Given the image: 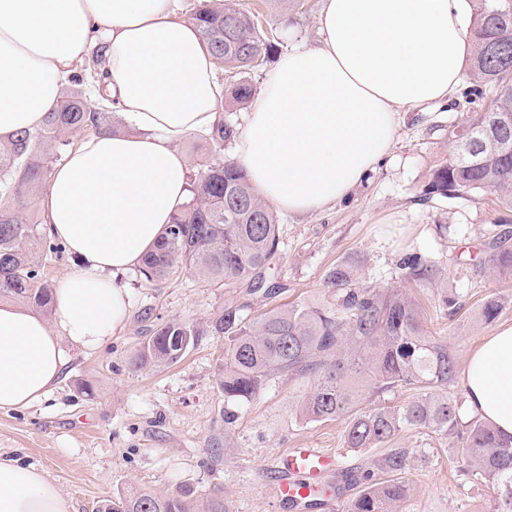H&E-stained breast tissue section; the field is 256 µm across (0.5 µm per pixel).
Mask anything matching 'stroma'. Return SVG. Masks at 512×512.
Listing matches in <instances>:
<instances>
[{
    "instance_id": "1",
    "label": "stroma",
    "mask_w": 512,
    "mask_h": 512,
    "mask_svg": "<svg viewBox=\"0 0 512 512\" xmlns=\"http://www.w3.org/2000/svg\"><path fill=\"white\" fill-rule=\"evenodd\" d=\"M276 31L281 52L316 43L321 0H235ZM471 108L463 94L402 112L391 154L349 197L321 211L281 217V249L269 271L280 291L266 299L231 281L208 288L184 273L163 283L130 271L129 319L102 349L66 347V366L53 390L31 407L0 412V455L40 468L70 501L72 512H95L104 499L128 492L186 493L197 506L213 494L230 512H282L276 497V466L290 448L335 452L328 481L345 507L357 491L344 479L379 472L381 448L344 444L345 424L307 421L295 411L310 384L277 378L250 402L225 398L216 383L224 339L202 337L179 362L161 370H135L129 360L159 320L207 321L225 306L256 317L274 307L319 303L324 276L336 263L358 257L360 276L374 286L392 283L396 263L416 249L437 258L449 283L465 299L454 319L434 317L426 327L447 338L459 361L489 332L474 314L483 298L504 301L499 323L512 324V277L467 273L462 260L476 252L493 222L504 216L491 195L471 199L424 197L431 169L446 158L447 126ZM152 320H143L144 311ZM92 393H85L84 384ZM409 449L411 491L398 512H485L490 491L459 469V451L440 435L406 430L394 441Z\"/></svg>"
}]
</instances>
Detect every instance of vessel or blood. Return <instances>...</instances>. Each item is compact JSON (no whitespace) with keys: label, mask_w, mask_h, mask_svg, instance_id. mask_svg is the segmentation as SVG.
<instances>
[{"label":"vessel or blood","mask_w":512,"mask_h":512,"mask_svg":"<svg viewBox=\"0 0 512 512\" xmlns=\"http://www.w3.org/2000/svg\"><path fill=\"white\" fill-rule=\"evenodd\" d=\"M336 468L333 452L320 448H294L281 455L276 486L281 506H304L310 512H329L333 503L317 495L319 481Z\"/></svg>","instance_id":"obj_1"}]
</instances>
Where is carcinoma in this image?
<instances>
[{
  "mask_svg": "<svg viewBox=\"0 0 512 512\" xmlns=\"http://www.w3.org/2000/svg\"><path fill=\"white\" fill-rule=\"evenodd\" d=\"M472 45L467 102L486 107L448 126L453 151L430 171L429 197L456 199L490 192L512 205V0H470ZM191 19L201 41L217 61L233 60L229 96L237 106L254 96L247 75L254 60L278 52L272 33L259 29L256 15L227 0H198ZM104 47L93 48L83 74L63 88L57 108L35 133H18L0 143V300L24 303L43 313L53 305L54 285L45 279L44 256L63 247L39 230L36 206L47 190L50 162L59 146L75 144L88 130L101 131L110 105H96L87 95L105 68ZM235 128L220 119L209 134L218 152L233 141ZM512 223L502 217L463 267L476 275L512 274ZM280 247L279 217L231 160L199 164L187 201L172 216L165 234L139 266L149 282H162L185 271L204 285L226 280L248 284L254 295L268 297L278 289L266 270ZM360 261L336 264L324 278L330 300L324 304L275 307L249 318L241 308L226 306L201 323L182 319L161 322L130 359L134 369L163 368L176 363L202 336L226 339L217 385L224 397L250 402L275 376L311 381L298 408L312 421L342 419L344 442L354 449L382 448L404 430H428L460 449L463 471L493 490L486 512H512V440H504L477 416L463 420L462 401L448 396L457 370V355L444 339L425 329L422 306L401 287L377 288L359 281ZM398 279L432 291L431 307L452 320L464 307L460 292L448 287L438 262L417 250L397 263ZM503 310L498 295L478 308L486 325ZM415 391L402 405L389 396ZM409 449L391 448L382 457L388 477L371 474L345 512H396L410 494L404 477ZM96 512H194L180 494L130 492L101 501Z\"/></svg>",
  "mask_w": 512,
  "mask_h": 512,
  "instance_id": "obj_1",
  "label": "carcinoma"
}]
</instances>
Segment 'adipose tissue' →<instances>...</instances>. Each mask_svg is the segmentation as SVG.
I'll return each instance as SVG.
<instances>
[{"label": "adipose tissue", "mask_w": 512, "mask_h": 512, "mask_svg": "<svg viewBox=\"0 0 512 512\" xmlns=\"http://www.w3.org/2000/svg\"><path fill=\"white\" fill-rule=\"evenodd\" d=\"M175 0H0V141L33 132L96 44L117 131L82 137L50 175L51 236L78 264L49 315L0 301V411L28 408L59 382L64 345L94 351L124 327L122 276L189 196L179 144L222 110L217 62ZM467 0H323L317 45L292 47L234 136L235 162L284 214L348 196L389 154L403 110L454 96L469 51ZM464 415L512 439V325L468 358ZM45 474L0 457V512H70Z\"/></svg>", "instance_id": "obj_1"}]
</instances>
